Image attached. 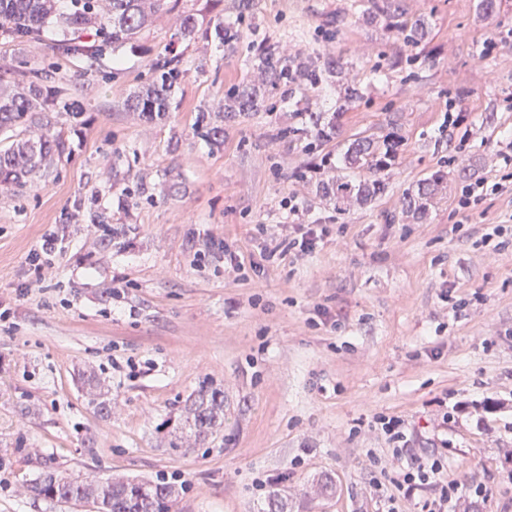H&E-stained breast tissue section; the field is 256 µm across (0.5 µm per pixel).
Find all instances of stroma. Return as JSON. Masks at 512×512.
<instances>
[{"label":"stroma","instance_id":"35a3bbf8","mask_svg":"<svg viewBox=\"0 0 512 512\" xmlns=\"http://www.w3.org/2000/svg\"><path fill=\"white\" fill-rule=\"evenodd\" d=\"M354 2L254 0L242 15L197 0L196 39L169 14L102 62L57 56L49 31L0 39V66L74 78L81 113L49 174L0 195V512H94L26 494L39 456L75 477L166 479L172 512H431L451 485L473 512H512V195L458 206L477 179L512 185V46L484 50L512 30V0L490 19L481 0H401L404 21L429 24L418 46ZM216 16L239 29L234 50L210 34ZM262 42L321 81L213 118L214 144L197 111L254 78ZM169 53L177 108L126 110ZM348 83L362 97L342 112ZM391 133L384 192L336 208L319 186L347 144ZM439 170L417 217L406 197ZM298 224L323 228L313 252L267 259ZM49 234L55 253L31 262ZM203 388L223 395L224 425L198 442L185 417ZM403 442L443 465L409 497Z\"/></svg>","mask_w":512,"mask_h":512}]
</instances>
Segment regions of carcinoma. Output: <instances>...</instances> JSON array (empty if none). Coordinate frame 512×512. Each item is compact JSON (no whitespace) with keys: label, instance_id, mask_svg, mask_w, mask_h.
Segmentation results:
<instances>
[{"label":"carcinoma","instance_id":"1","mask_svg":"<svg viewBox=\"0 0 512 512\" xmlns=\"http://www.w3.org/2000/svg\"><path fill=\"white\" fill-rule=\"evenodd\" d=\"M60 0H0V35L18 42L40 39L51 27L59 34L53 50L62 56L91 57L103 60L114 56L137 39L141 30L155 16L182 10L179 35L190 39L197 31V17L183 0H69V7H58ZM385 18L387 25L401 31L413 44L423 41L428 27L419 19L411 26L395 22L397 15L379 0H367L363 20L373 23ZM216 37L232 49L239 31L219 20L214 25ZM181 57L173 55L155 65V78L127 100V109L152 118L170 110L172 92L180 75ZM257 78L229 88L224 94V111L258 112L265 108L268 88L283 80L310 86L319 84L318 69L312 63L292 65L279 49L266 45L257 50L253 60ZM11 82L24 85V92L0 86V186L19 192L42 178L49 167L48 157L66 151L62 132L56 130L63 120H76L79 113L63 100L67 79L55 78L44 69L31 67L12 70ZM395 160L393 145L378 144L371 138L352 141L344 152L347 175H338L325 196L336 207L351 202L364 203L384 189L379 174ZM444 179L437 174L418 186L417 209ZM187 418L193 422L194 436L206 439L224 425V398L204 391L191 402ZM41 472L28 486L35 500L43 499L65 505L91 504L96 512H170L172 483L128 478L79 479L58 473L50 461H37Z\"/></svg>","mask_w":512,"mask_h":512}]
</instances>
